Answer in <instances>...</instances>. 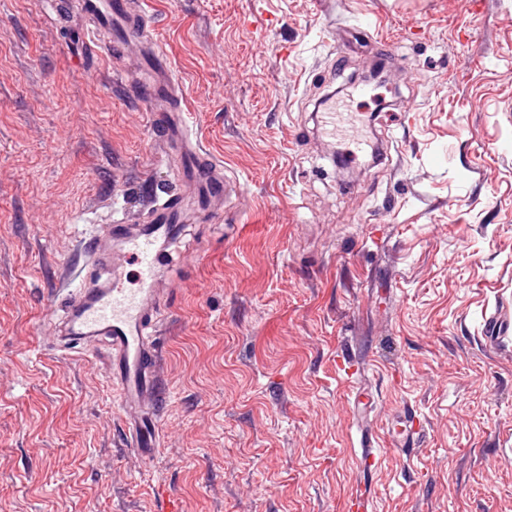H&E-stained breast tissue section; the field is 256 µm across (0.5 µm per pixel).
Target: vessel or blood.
I'll return each instance as SVG.
<instances>
[{"label": "vessel or blood", "instance_id": "vessel-or-blood-1", "mask_svg": "<svg viewBox=\"0 0 512 512\" xmlns=\"http://www.w3.org/2000/svg\"><path fill=\"white\" fill-rule=\"evenodd\" d=\"M127 3L68 0L67 9L80 23L77 41L82 52L100 46L113 57L123 56L128 41L140 36L148 22L146 15H130ZM156 58V68L136 77L137 92L147 100L161 93L180 99L181 84L164 53ZM151 129L159 151L177 147L176 176L193 190L200 208L209 209L232 192L231 179L194 133L188 112L153 115ZM187 217L182 196L174 193L153 212L145 229L117 224L110 236L81 237L85 261L64 267L59 292L66 297L65 308L49 328L50 340L63 341L67 356L107 341L109 376L121 391L128 445L146 466L153 463L162 443L164 409L163 358L155 331L167 293L159 286L162 258L155 241L172 235L175 225ZM380 461L377 453L362 455L365 480L347 500V512H373L369 478Z\"/></svg>", "mask_w": 512, "mask_h": 512}]
</instances>
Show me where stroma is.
<instances>
[{"instance_id": "stroma-1", "label": "stroma", "mask_w": 512, "mask_h": 512, "mask_svg": "<svg viewBox=\"0 0 512 512\" xmlns=\"http://www.w3.org/2000/svg\"><path fill=\"white\" fill-rule=\"evenodd\" d=\"M239 187L166 243L163 445L124 444L103 351L45 346L77 240L178 191L121 60L0 0V512H512V0H141ZM355 29L337 57L330 31ZM388 48H381L380 40ZM416 416V448L388 445ZM381 457L378 453L368 451L362 454L360 465L364 474V482L358 486L356 493L353 494L346 502V510L348 512H372V492L369 477L372 471L379 467Z\"/></svg>"}]
</instances>
